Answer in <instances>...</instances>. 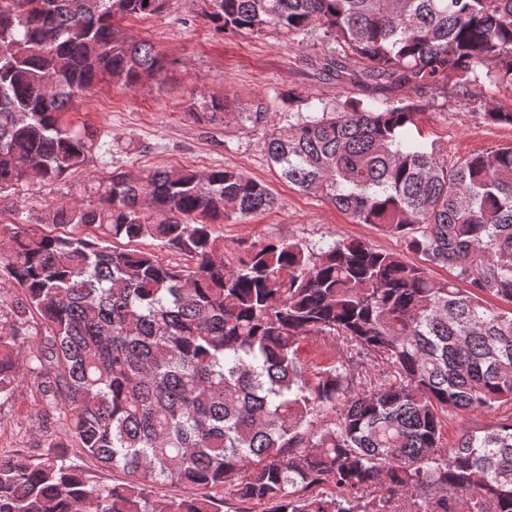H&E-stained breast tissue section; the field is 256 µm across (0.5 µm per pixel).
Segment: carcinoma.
Masks as SVG:
<instances>
[{
    "label": "carcinoma",
    "instance_id": "1",
    "mask_svg": "<svg viewBox=\"0 0 512 512\" xmlns=\"http://www.w3.org/2000/svg\"><path fill=\"white\" fill-rule=\"evenodd\" d=\"M203 2L226 34L334 45L323 68L368 94H293L270 161L424 264L360 239L226 243L215 225L275 205L234 168L114 171L48 211L74 234L1 224L0 401L26 375L45 430L36 454H0V512H512V415L444 442L450 419L512 407V145L450 164L412 133L428 90L465 108L512 88V0ZM163 4L0 0V190L111 154L65 111L102 80L163 76L115 24ZM202 117L248 129L267 107L212 96ZM485 119L512 125V106ZM140 239L183 262L114 246ZM66 448L126 482L92 481ZM161 484L184 495L158 501Z\"/></svg>",
    "mask_w": 512,
    "mask_h": 512
}]
</instances>
